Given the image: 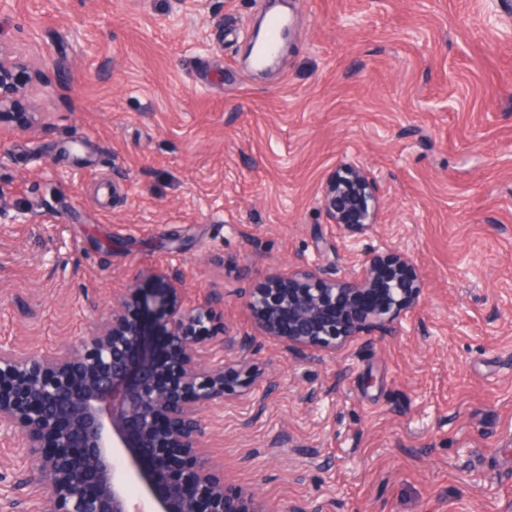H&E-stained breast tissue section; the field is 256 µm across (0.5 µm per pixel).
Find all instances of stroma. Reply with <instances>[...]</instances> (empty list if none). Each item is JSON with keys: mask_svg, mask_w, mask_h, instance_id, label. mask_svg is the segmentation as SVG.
I'll return each instance as SVG.
<instances>
[{"mask_svg": "<svg viewBox=\"0 0 512 512\" xmlns=\"http://www.w3.org/2000/svg\"><path fill=\"white\" fill-rule=\"evenodd\" d=\"M0 49L45 73L0 128V344L62 352L172 276L224 326L207 360L247 369L203 412L226 484L270 512H512V0H0ZM349 159L377 224L319 210ZM370 252L421 282L391 334L259 335L245 289ZM34 476L0 440V512H34ZM286 24V19L281 17H273L269 21L264 40L259 51L256 53V62L258 64H264V61L272 58L277 52L283 39L282 34Z\"/></svg>", "mask_w": 512, "mask_h": 512, "instance_id": "obj_1", "label": "stroma"}]
</instances>
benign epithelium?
<instances>
[{
  "label": "benign epithelium",
  "instance_id": "1",
  "mask_svg": "<svg viewBox=\"0 0 512 512\" xmlns=\"http://www.w3.org/2000/svg\"><path fill=\"white\" fill-rule=\"evenodd\" d=\"M12 70L0 56V123L17 94ZM319 205L329 224H375L377 180L342 161ZM388 266L405 275L394 280L388 306L357 313L336 330V299L352 302ZM420 291L405 258L370 254L334 277L303 264L244 297L261 331L301 354L387 330ZM216 337L211 306H185L181 284L170 280L151 290L130 285L113 299L110 319L63 353L0 345V435L37 466L45 491L36 512H269L254 495L228 489L199 442L201 411L224 405V361L202 360ZM133 485L139 505L131 503Z\"/></svg>",
  "mask_w": 512,
  "mask_h": 512
}]
</instances>
